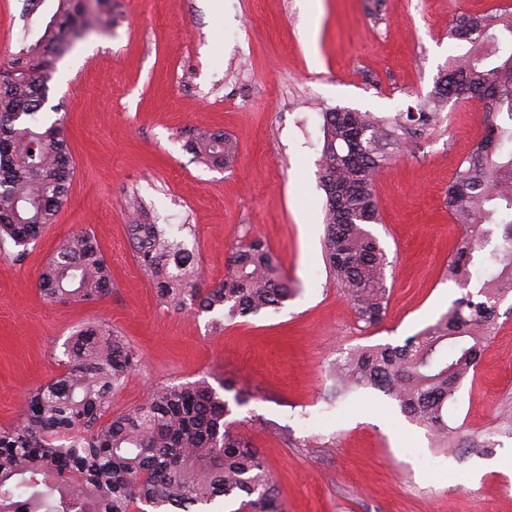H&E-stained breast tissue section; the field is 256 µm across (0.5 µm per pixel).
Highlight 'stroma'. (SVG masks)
Wrapping results in <instances>:
<instances>
[{
	"label": "stroma",
	"instance_id": "35a3bbf8",
	"mask_svg": "<svg viewBox=\"0 0 512 512\" xmlns=\"http://www.w3.org/2000/svg\"><path fill=\"white\" fill-rule=\"evenodd\" d=\"M511 0H100L102 23L57 63L47 121L62 120L75 165L67 202L22 259L0 250V428L22 402L63 375L64 347L85 323L118 330L140 368L112 397L110 415L157 386L227 384L248 395L232 418L263 458L284 512H512V296L473 376L448 407L460 439L430 447L382 394L335 409L324 397L330 363L349 350L400 344L461 296L447 277L461 234L447 204L459 164L484 132L486 106L448 101L445 120L375 181L387 260L388 311L364 329L323 256L318 163L322 112L392 116L426 97L463 14ZM28 0H0V65L33 26ZM236 139L230 168L191 153L198 134ZM176 230L206 285L223 280L232 248L262 238L297 293L278 311L233 321L221 311L161 304L126 233L137 203ZM90 231L112 288L94 303L49 302L40 272L68 236ZM492 439L489 456L468 441Z\"/></svg>",
	"mask_w": 512,
	"mask_h": 512
}]
</instances>
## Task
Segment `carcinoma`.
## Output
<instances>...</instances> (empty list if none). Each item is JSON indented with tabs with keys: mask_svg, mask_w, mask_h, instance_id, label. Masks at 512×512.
<instances>
[{
	"mask_svg": "<svg viewBox=\"0 0 512 512\" xmlns=\"http://www.w3.org/2000/svg\"><path fill=\"white\" fill-rule=\"evenodd\" d=\"M94 0H34L38 29L0 67V247L23 255L55 221L74 175L63 126L39 118L56 62L100 22ZM448 38L471 48L448 59L433 91L394 118L348 108L322 112L319 182L325 193L323 254L337 288L367 328L387 314V258L366 225L380 220L375 174L444 120L451 99L484 100V135L458 166L448 210L463 235L448 262L460 288L473 276L477 293L455 299L433 324L402 344L357 348L331 364L329 405L367 390L393 401L426 430L431 446L448 447L454 428L448 405L475 371L496 328L499 305L512 293V10L460 15ZM192 150L207 166L228 168L235 142L204 133ZM134 257L166 303H190L224 317L277 309L296 288L263 240L237 244L224 281L204 289L184 243L159 224L126 225ZM498 245L483 258L491 239ZM107 262L88 232L64 240L41 271L38 286L55 303L89 302L109 294ZM64 355L65 374L25 401L23 421L0 429V512H198L218 499L239 501L237 512H282L264 461L228 417L230 402L208 385L154 388L133 410L100 419L112 394L142 358L111 329L81 326Z\"/></svg>",
	"mask_w": 512,
	"mask_h": 512,
	"instance_id": "cac0c4a2",
	"label": "carcinoma"
}]
</instances>
